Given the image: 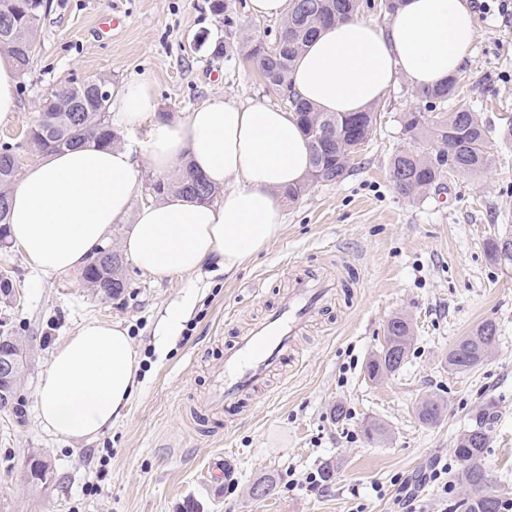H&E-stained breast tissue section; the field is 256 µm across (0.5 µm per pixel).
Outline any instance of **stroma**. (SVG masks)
Instances as JSON below:
<instances>
[{"label":"stroma","mask_w":512,"mask_h":512,"mask_svg":"<svg viewBox=\"0 0 512 512\" xmlns=\"http://www.w3.org/2000/svg\"><path fill=\"white\" fill-rule=\"evenodd\" d=\"M248 0H230L233 26L218 23L208 0H46L29 72L19 79L14 122L0 126V149L37 160L26 133L43 99L73 77L120 85L139 74L154 82V109L183 116L213 96L279 104L237 49L241 29L274 40L278 21L252 16ZM120 16L117 30L106 20ZM477 32L459 85L491 129L512 121V19L475 13ZM226 40L219 59L210 44ZM406 82L376 104V131L352 170L336 184L311 186L284 207L281 234L233 278L200 272L158 279L126 262V292L102 301L79 274L45 276L17 247H0L21 298L0 300V332L28 350L21 418L0 414V512H392L402 480L423 512H443L427 479L435 460L485 405L495 407L483 465L501 498H512V263L491 261L486 243L512 239V140L492 139L491 167L440 180L421 199L402 196L389 159L409 147L403 113L421 108ZM335 275L327 310L299 337L281 373L250 396L239 416L197 422L209 368L244 327L285 295L291 277ZM194 296L191 313L165 351L155 346L163 317ZM414 327L407 363L370 379L366 364L382 348L390 318ZM118 321L141 357V386L124 417L93 441L59 439L39 423L36 394L50 356L88 320ZM494 321L497 345L480 366L455 373L449 350L479 323ZM426 396L444 404L441 420L422 423ZM345 417H336V406ZM386 434L370 440L368 423ZM53 465L56 481L36 491L23 477L31 453ZM235 467L228 490L214 492L205 468L216 456ZM331 465L325 489L306 477ZM272 478L273 496L256 498L254 482Z\"/></svg>","instance_id":"1"}]
</instances>
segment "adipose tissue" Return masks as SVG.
<instances>
[{
  "label": "adipose tissue",
  "mask_w": 512,
  "mask_h": 512,
  "mask_svg": "<svg viewBox=\"0 0 512 512\" xmlns=\"http://www.w3.org/2000/svg\"><path fill=\"white\" fill-rule=\"evenodd\" d=\"M476 30L469 0H400L385 23L353 15L323 28L290 74L293 90L319 111L352 115L379 101L398 77L432 88L463 73ZM152 80L114 87L110 124L149 129L140 152L90 140L44 154L12 188L8 238L43 274L73 273L128 225L122 250L158 277L210 267L243 268L283 228L284 193L309 170V147L293 112L264 102L213 97L183 119L153 110ZM160 177L192 166L220 198L169 194L132 208L140 166ZM139 355L121 323L90 321L53 351L39 386L42 426L92 440L126 412L138 390Z\"/></svg>",
  "instance_id": "ef3b65f1"
}]
</instances>
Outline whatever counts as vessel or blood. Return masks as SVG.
Masks as SVG:
<instances>
[{
  "instance_id": "vessel-or-blood-1",
  "label": "vessel or blood",
  "mask_w": 512,
  "mask_h": 512,
  "mask_svg": "<svg viewBox=\"0 0 512 512\" xmlns=\"http://www.w3.org/2000/svg\"><path fill=\"white\" fill-rule=\"evenodd\" d=\"M335 288V280L327 277L303 273L291 278L278 306L225 345L222 362L211 371L203 407L212 413L238 410L287 361L297 338L307 332Z\"/></svg>"
}]
</instances>
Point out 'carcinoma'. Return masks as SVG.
<instances>
[{
  "label": "carcinoma",
  "mask_w": 512,
  "mask_h": 512,
  "mask_svg": "<svg viewBox=\"0 0 512 512\" xmlns=\"http://www.w3.org/2000/svg\"><path fill=\"white\" fill-rule=\"evenodd\" d=\"M292 8L281 21L273 41H265L253 32L239 37V48L260 71L266 85L281 90V100L294 112L308 139L310 171L317 173L319 181L337 183L348 174L355 143L370 140L377 124V113L369 109L352 116L329 115L299 100L289 90L288 75L294 61L313 42L320 28L357 13L360 0H291ZM43 0H0V33L9 25L7 42L0 41V50L6 48L16 61L19 74L29 68L34 50V28L39 22ZM457 92L456 81L450 80L434 88H422L417 96L429 109L444 105L448 97ZM68 99L78 101V111L64 112L65 102L55 96L45 99L39 119L27 131V142L32 152L61 151L74 148L94 139L112 144L120 141L108 124L109 100L97 98L88 88L68 89L62 92ZM331 128L332 139L323 141L319 134L324 127ZM402 133L411 140L424 139L437 148L436 155L401 149L388 164L389 178L401 195L417 199L426 195L448 174H478L491 163L489 134L486 127L467 106L453 112L442 111L435 116L426 112L404 113ZM9 150L0 151V239L7 240L6 229L10 213L9 189L16 176L7 171ZM211 191L217 188L201 175L187 168L176 176L161 181L157 197L170 193L182 194L200 200V186ZM512 243L491 239L486 249L491 260L512 261L504 246ZM89 288L104 300L120 297L128 288L124 274V260L112 261L107 257L101 265L82 270ZM413 326L404 316L392 317L386 325L385 341L378 355L367 364L368 376L382 377L400 370L408 358ZM498 328L495 322L480 323L471 334L462 337L448 352V367L456 372H467L488 358L497 345ZM443 404L426 398L418 407V419L425 424L438 422ZM489 439L481 423L464 430L454 442V454L461 468L457 476L466 512H499L500 498L491 478L482 464Z\"/></svg>",
  "instance_id": "1"
}]
</instances>
